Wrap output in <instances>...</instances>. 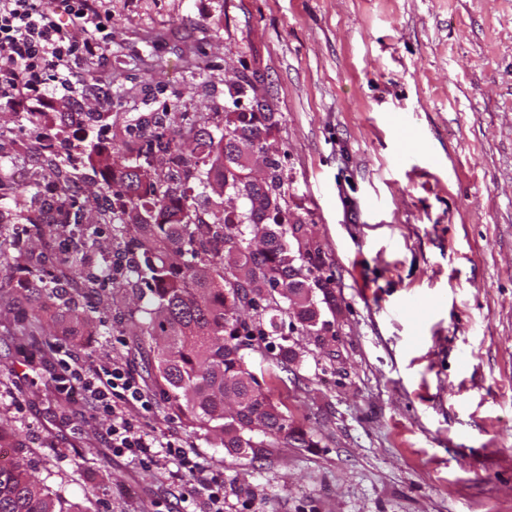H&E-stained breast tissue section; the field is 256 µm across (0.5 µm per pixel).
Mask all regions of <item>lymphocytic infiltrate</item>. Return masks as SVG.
I'll use <instances>...</instances> for the list:
<instances>
[{"mask_svg": "<svg viewBox=\"0 0 512 512\" xmlns=\"http://www.w3.org/2000/svg\"><path fill=\"white\" fill-rule=\"evenodd\" d=\"M109 24L98 0H0V101L42 111L52 84L69 86L78 65L102 56L100 32ZM58 365V389L86 400L93 416L111 418L113 453L131 455L147 468L162 456L176 460L182 473L199 477L206 512H224L223 480L201 477L190 448L170 440L159 452L154 437L135 432L127 410L149 408L150 400L130 370L118 363L90 369L64 358Z\"/></svg>", "mask_w": 512, "mask_h": 512, "instance_id": "obj_1", "label": "lymphocytic infiltrate"}]
</instances>
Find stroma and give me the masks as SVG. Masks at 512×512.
I'll use <instances>...</instances> for the list:
<instances>
[{
    "instance_id": "1",
    "label": "stroma",
    "mask_w": 512,
    "mask_h": 512,
    "mask_svg": "<svg viewBox=\"0 0 512 512\" xmlns=\"http://www.w3.org/2000/svg\"><path fill=\"white\" fill-rule=\"evenodd\" d=\"M107 52L43 112L0 105V426L80 512H204L174 460L113 453L52 380L57 348L128 365L149 411L136 430L177 438L224 482V512H512V0H102ZM254 75L282 113L288 210L322 249L329 331L253 339L247 352L295 433L261 459L214 447L156 388L136 322L154 301L122 284L41 297L67 274L74 226L36 237L25 216L44 166L41 127L83 156L134 161L157 112L169 135L224 104V75ZM112 104L99 109L98 96ZM412 151L401 156L402 142ZM133 311L136 322L120 321ZM287 343V366L272 348Z\"/></svg>"
}]
</instances>
